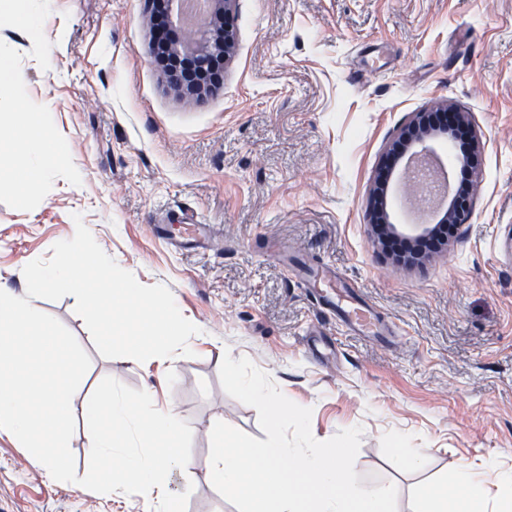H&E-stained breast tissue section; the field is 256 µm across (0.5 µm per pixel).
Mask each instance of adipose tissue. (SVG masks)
<instances>
[{
  "instance_id": "1",
  "label": "adipose tissue",
  "mask_w": 512,
  "mask_h": 512,
  "mask_svg": "<svg viewBox=\"0 0 512 512\" xmlns=\"http://www.w3.org/2000/svg\"><path fill=\"white\" fill-rule=\"evenodd\" d=\"M52 0H0V15L29 33H37ZM15 153V174L0 178V194L26 200L34 186L44 181L66 149L53 130L48 106L0 111V150ZM499 481L505 492L496 510L488 508V492L482 474L467 468L456 471L452 485H437L421 495L422 512H512V467L500 469Z\"/></svg>"
}]
</instances>
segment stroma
<instances>
[{"label": "stroma", "mask_w": 512, "mask_h": 512, "mask_svg": "<svg viewBox=\"0 0 512 512\" xmlns=\"http://www.w3.org/2000/svg\"><path fill=\"white\" fill-rule=\"evenodd\" d=\"M148 0H54L39 39L0 18L26 103L48 104L65 158L27 204L0 195V285L53 255L83 221L144 285L171 290L199 328L172 370L99 354L76 300H41L91 359L77 402L104 377L172 403L192 429L172 476L186 512H238L205 478L215 420L264 439L255 408L223 390L222 351L248 357L321 441L362 427L361 487L393 484L397 512L460 465L512 464V0H237L234 48L204 101L167 81ZM469 113L484 147L469 223L418 263L396 260L372 226L371 194L415 113ZM196 212L207 252H176L151 226ZM282 246L361 288L381 340L321 309ZM425 448L402 466L398 442ZM0 512H154L144 495L105 497L55 481L0 435Z\"/></svg>", "instance_id": "stroma-1"}]
</instances>
